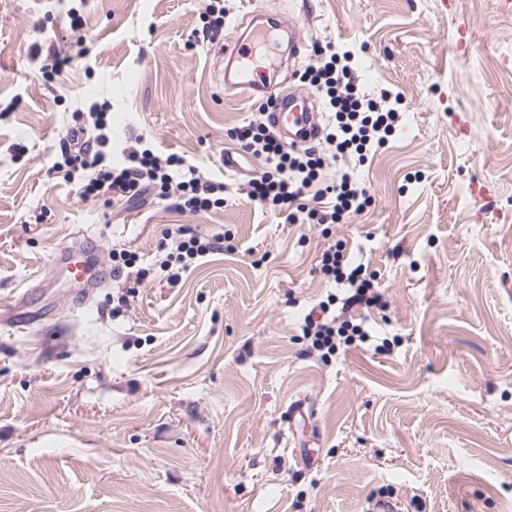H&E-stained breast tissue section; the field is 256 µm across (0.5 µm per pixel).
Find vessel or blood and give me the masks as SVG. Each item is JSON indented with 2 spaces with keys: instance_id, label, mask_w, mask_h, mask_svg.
Here are the masks:
<instances>
[{
  "instance_id": "vessel-or-blood-1",
  "label": "vessel or blood",
  "mask_w": 512,
  "mask_h": 512,
  "mask_svg": "<svg viewBox=\"0 0 512 512\" xmlns=\"http://www.w3.org/2000/svg\"><path fill=\"white\" fill-rule=\"evenodd\" d=\"M280 25L279 20H271L269 27L257 30L250 38H236L232 48V58L238 67L230 82L233 89L249 95L276 96L277 106L269 114L273 129L281 134L285 144L301 147L314 142L320 132L321 114L317 110L312 95L290 92L274 95L268 81V71L257 62V49L272 38V31ZM56 263L69 271L76 286L83 295H90L99 285L98 278L91 274L89 259L84 249L77 246H60Z\"/></svg>"
}]
</instances>
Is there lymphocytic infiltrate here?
I'll use <instances>...</instances> for the list:
<instances>
[{"label": "lymphocytic infiltrate", "instance_id": "lymphocytic-infiltrate-1", "mask_svg": "<svg viewBox=\"0 0 512 512\" xmlns=\"http://www.w3.org/2000/svg\"><path fill=\"white\" fill-rule=\"evenodd\" d=\"M316 60L305 68L301 80L323 97L334 123L325 136L324 148L285 147L266 121L269 103H262L247 121L230 130L240 148L263 159L264 168L248 184L251 201L283 216L290 224L338 222L364 211L372 202L369 188L357 176L368 155L385 148L400 121L395 108L382 106L361 93L352 51L316 49ZM67 140L61 148L57 169L65 170L81 198L115 193L134 197L149 188L175 191L174 206L189 213L207 212L224 205L223 186L201 177L183 156H159L149 148L131 147L120 165H113L111 115L106 105L89 113H75ZM170 248L159 268L168 282H177L182 271L198 258L218 250L223 236L203 237L179 227L165 234ZM320 271L325 278L350 288L346 307L364 305L384 308L382 294L361 265L346 258L343 250L328 247L321 254ZM304 334L312 349L332 356L340 348L367 341L364 323L337 321L329 303L318 305L308 315Z\"/></svg>", "mask_w": 512, "mask_h": 512}]
</instances>
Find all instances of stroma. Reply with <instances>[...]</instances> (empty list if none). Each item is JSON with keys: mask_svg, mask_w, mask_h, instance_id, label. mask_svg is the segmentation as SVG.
<instances>
[{"mask_svg": "<svg viewBox=\"0 0 512 512\" xmlns=\"http://www.w3.org/2000/svg\"><path fill=\"white\" fill-rule=\"evenodd\" d=\"M204 6L0 0V512H512V0H224L213 41ZM249 11L304 41L259 59L288 90L330 44L400 98L363 213L289 224L249 200L263 162L227 131L260 99L225 89L217 54ZM55 52L72 61L43 80ZM101 103L113 162L138 140L183 155L223 208L80 198L53 164ZM175 225L232 247L170 285ZM75 242L110 275L88 302L53 262ZM336 243L388 306L324 358L304 317L348 295L318 268ZM115 249L137 265L113 272Z\"/></svg>", "mask_w": 512, "mask_h": 512, "instance_id": "1", "label": "stroma"}]
</instances>
